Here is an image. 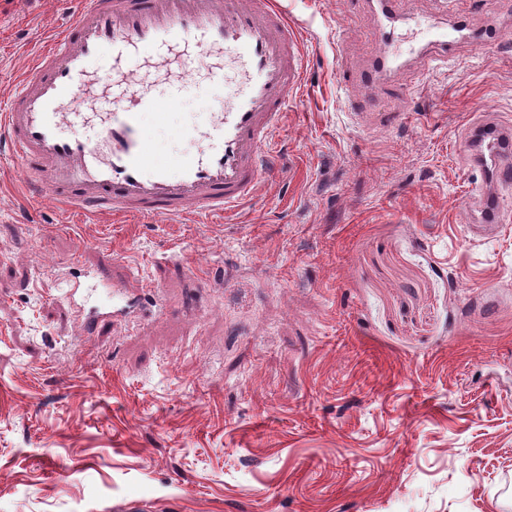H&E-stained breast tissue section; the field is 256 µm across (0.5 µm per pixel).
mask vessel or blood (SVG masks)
Wrapping results in <instances>:
<instances>
[{
    "mask_svg": "<svg viewBox=\"0 0 512 512\" xmlns=\"http://www.w3.org/2000/svg\"><path fill=\"white\" fill-rule=\"evenodd\" d=\"M178 48L223 98L194 154L174 163L158 157L141 120L144 111L177 108L178 95L161 102L144 84L134 96L99 102L98 122L75 111L103 50L116 65L162 64ZM304 73L302 37L276 0H79L0 111V145L24 171L29 193L88 216L223 215L253 198L270 169V133ZM64 124L72 134L61 133ZM470 139V166L491 182H512V125L478 122ZM471 208L483 228L505 219L489 189L474 194Z\"/></svg>",
    "mask_w": 512,
    "mask_h": 512,
    "instance_id": "1",
    "label": "vessel or blood"
}]
</instances>
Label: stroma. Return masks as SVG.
Masks as SVG:
<instances>
[{"instance_id": "1", "label": "stroma", "mask_w": 512, "mask_h": 512, "mask_svg": "<svg viewBox=\"0 0 512 512\" xmlns=\"http://www.w3.org/2000/svg\"><path fill=\"white\" fill-rule=\"evenodd\" d=\"M305 84L248 204L95 220L24 190L0 152V512H512V185L469 228L475 113L512 123L499 46L425 70L419 24L470 0H393L399 58L367 94L371 0H278ZM76 0H0V109ZM127 62L87 97L181 88L153 149L192 152L200 72ZM401 113L399 123L384 121ZM98 269L131 311L85 334L66 285Z\"/></svg>"}]
</instances>
